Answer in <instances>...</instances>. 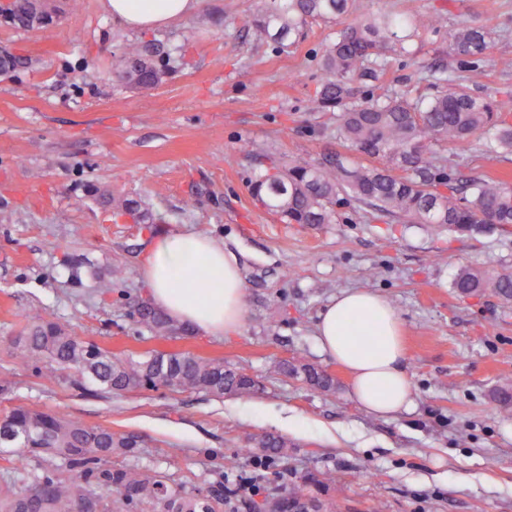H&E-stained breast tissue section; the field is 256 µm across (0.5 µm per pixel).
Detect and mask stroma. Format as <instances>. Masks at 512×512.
Here are the masks:
<instances>
[{
    "label": "stroma",
    "mask_w": 512,
    "mask_h": 512,
    "mask_svg": "<svg viewBox=\"0 0 512 512\" xmlns=\"http://www.w3.org/2000/svg\"><path fill=\"white\" fill-rule=\"evenodd\" d=\"M258 5L204 0L189 17L133 31L114 24L102 0H77L45 29L0 24V50L25 61L0 75V415L37 408L135 434L139 448L120 465L154 466L189 490L234 486L251 469V439L273 434L288 454L261 471L264 499L300 486L336 512H512V411L494 398L512 385V304L452 286L464 267L512 271V226L386 224L347 208L333 224H286L254 204L258 164L240 152L242 140L306 159L341 146L334 121L307 109L335 27L313 24L305 41L278 52L253 36ZM441 9L443 26L391 60L388 81L412 91L422 69L444 64L474 94L512 96V0H355L351 16ZM462 22L508 36L490 60L457 65L448 33ZM118 33L174 48L168 80L151 91L113 81ZM448 165L512 182V154L479 144L449 154ZM106 193L141 197L153 223L113 219ZM177 232L215 238L237 258L247 306L236 334L155 338L133 318L129 299L146 295L143 252ZM115 266L124 276L102 294ZM350 289L386 297L401 319L408 412H366L347 371L318 347L319 312ZM38 314L115 355L221 358L260 388L224 398L85 393L13 359L10 338ZM287 360L325 369L335 392L281 372Z\"/></svg>",
    "instance_id": "obj_1"
}]
</instances>
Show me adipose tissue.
I'll return each instance as SVG.
<instances>
[{
    "instance_id": "ef3b65f1",
    "label": "adipose tissue",
    "mask_w": 512,
    "mask_h": 512,
    "mask_svg": "<svg viewBox=\"0 0 512 512\" xmlns=\"http://www.w3.org/2000/svg\"><path fill=\"white\" fill-rule=\"evenodd\" d=\"M202 5L203 0H102L113 22L131 30L166 25ZM140 272L152 303L197 332L221 338L242 326L246 298L238 261L217 240L193 233L157 237L141 257ZM356 318L369 326L374 353L352 338ZM316 339L322 353L349 372L361 408L380 417L411 409L400 318L385 297L365 289L340 293L319 313Z\"/></svg>"
}]
</instances>
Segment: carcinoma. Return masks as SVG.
<instances>
[{
  "label": "carcinoma",
  "instance_id": "1",
  "mask_svg": "<svg viewBox=\"0 0 512 512\" xmlns=\"http://www.w3.org/2000/svg\"><path fill=\"white\" fill-rule=\"evenodd\" d=\"M354 0H262L253 21L256 37L271 39L278 50L304 41L314 22L338 26L321 55V76L308 103L311 112L336 115V137L347 151L318 159H285L260 153L250 141L240 145L248 157L262 158V168L249 183L254 201L287 224H334L339 210L373 213L400 224H446L450 229L480 231L512 224V184L485 175L465 180L448 169L446 148L467 152L471 138L484 139L490 152L512 154V97L475 95L444 69L419 78L436 93L413 95L384 88L388 59L409 53L412 42L442 26L445 17L406 16L385 11L377 17L347 20ZM57 7L53 0H9L0 17L15 27L43 29ZM495 32L461 24L448 33L449 54L460 62L486 57ZM171 52L159 42L123 43L121 66L113 78L135 90L162 85L171 71ZM369 86V93L360 90ZM113 214L136 224L153 221L140 200L103 196ZM464 296L489 288L502 301H512V272L491 274L469 268L453 280ZM132 311L153 336H190L192 330L155 308L135 300ZM18 361L35 373L75 377L105 393L165 388L176 393L204 392L213 397L242 396L259 389L251 376L222 359L189 352L119 357L84 341L48 315L34 317L11 339ZM323 392L335 389L324 370L300 361L281 364ZM24 431L27 437L11 448V476L0 483V512H110L117 494L120 512H224V484L188 492L153 467L131 469L109 463L135 452L125 436L67 415L25 407L0 417V435ZM288 440L264 435L245 449L250 461L272 464L284 454ZM305 500L311 512H333L299 487L265 505L264 512H298Z\"/></svg>",
  "mask_w": 512,
  "mask_h": 512
}]
</instances>
